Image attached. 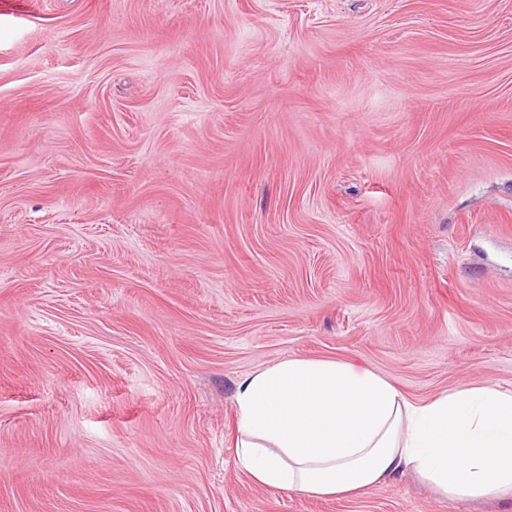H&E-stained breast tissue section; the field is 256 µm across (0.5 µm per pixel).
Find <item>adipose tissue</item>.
I'll use <instances>...</instances> for the list:
<instances>
[{
  "instance_id": "1",
  "label": "adipose tissue",
  "mask_w": 512,
  "mask_h": 512,
  "mask_svg": "<svg viewBox=\"0 0 512 512\" xmlns=\"http://www.w3.org/2000/svg\"><path fill=\"white\" fill-rule=\"evenodd\" d=\"M236 461L258 485L361 493L413 473L444 497H512V392L494 385L409 400L377 372L288 357L240 377Z\"/></svg>"
}]
</instances>
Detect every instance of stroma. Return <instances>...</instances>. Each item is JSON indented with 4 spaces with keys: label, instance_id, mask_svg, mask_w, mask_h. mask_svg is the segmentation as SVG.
Segmentation results:
<instances>
[{
    "label": "stroma",
    "instance_id": "35a3bbf8",
    "mask_svg": "<svg viewBox=\"0 0 512 512\" xmlns=\"http://www.w3.org/2000/svg\"><path fill=\"white\" fill-rule=\"evenodd\" d=\"M293 356L512 391V0H0V512H512L254 483Z\"/></svg>",
    "mask_w": 512,
    "mask_h": 512
}]
</instances>
